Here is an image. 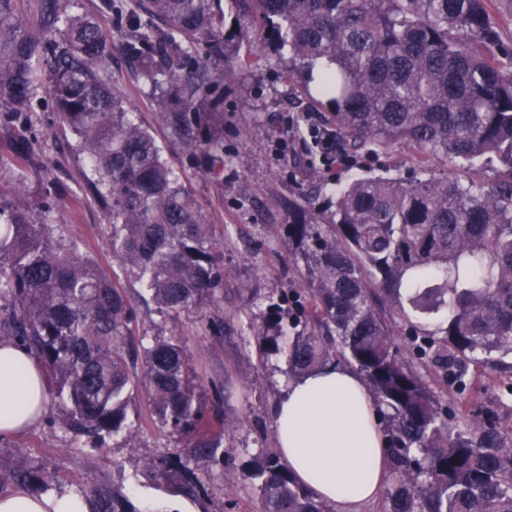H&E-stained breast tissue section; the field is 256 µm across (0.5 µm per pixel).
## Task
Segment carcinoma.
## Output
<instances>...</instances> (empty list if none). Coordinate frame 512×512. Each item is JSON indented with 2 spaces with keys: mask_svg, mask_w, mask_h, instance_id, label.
Listing matches in <instances>:
<instances>
[{
  "mask_svg": "<svg viewBox=\"0 0 512 512\" xmlns=\"http://www.w3.org/2000/svg\"><path fill=\"white\" fill-rule=\"evenodd\" d=\"M138 74L177 99L132 119L110 85L107 33L71 0H0V107L19 119L20 170L34 163L29 102L54 101L83 156V200L108 226L122 275L109 276L54 224L53 182L39 199L20 179L0 204V345L19 343L55 384L61 426L94 441L135 435L128 410L146 388L150 419L201 436L192 458L224 454L210 435L198 385L175 338L142 337L125 282L160 313L216 301L224 272L213 226L161 155L153 127L224 176V141L205 111L234 77L240 44L288 54L309 71L334 136L355 151L408 144L454 162L456 176L358 175L337 192L336 218L283 226L304 267L313 322L269 312L261 350L286 357L293 377L341 359L386 409L393 484L386 512H512V434L493 424L453 426L434 389L393 349L390 319L405 325L406 351L467 386L472 366L512 379V53L499 47L489 0H140L127 11L101 0ZM497 160L494 176L484 166ZM189 490L196 468L160 459ZM263 512H327L271 451L244 471ZM64 477L0 462V494L34 493ZM92 512H140L122 490L84 493Z\"/></svg>",
  "mask_w": 512,
  "mask_h": 512,
  "instance_id": "1",
  "label": "carcinoma"
}]
</instances>
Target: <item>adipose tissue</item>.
Returning <instances> with one entry per match:
<instances>
[{"mask_svg":"<svg viewBox=\"0 0 512 512\" xmlns=\"http://www.w3.org/2000/svg\"><path fill=\"white\" fill-rule=\"evenodd\" d=\"M49 388L42 368L19 345L0 347V434L35 427ZM274 441L282 464L313 497L360 512L390 475L388 439L379 404L362 375L333 362L291 380L272 407ZM79 492L40 496L16 487L0 495V512H89Z\"/></svg>","mask_w":512,"mask_h":512,"instance_id":"1","label":"adipose tissue"}]
</instances>
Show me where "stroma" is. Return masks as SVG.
<instances>
[{
    "label": "stroma",
    "instance_id": "obj_1",
    "mask_svg": "<svg viewBox=\"0 0 512 512\" xmlns=\"http://www.w3.org/2000/svg\"><path fill=\"white\" fill-rule=\"evenodd\" d=\"M111 84L125 107L144 123H151L158 107L148 86L125 54L120 35L110 40ZM291 63L270 52L242 44L234 62L235 79L220 95L215 127L224 131V178L199 176L195 163L166 138L158 143L164 157L188 175L192 188L223 244L224 291L216 303L168 316L137 305L143 336H165L183 345L191 377L199 386L212 432L221 436L224 458L200 464L202 487L184 495L176 478L149 476L147 460L165 456L189 457L196 437L147 420V396L138 391L132 412L142 414L134 441L108 438L96 445L76 439L49 411L34 429L0 437V460L32 463L65 474L73 487H122L138 512H261L256 488L243 480L246 464L272 451L271 408L290 376L284 356L258 355V338L265 330L270 306L291 308L302 290L301 269L288 250L283 224L290 216L313 209L330 216L335 180H347L369 171L393 177L449 175L444 158H425L409 145H397L380 154L359 153L352 164L340 165L322 157L311 142L288 135L298 116L311 113L323 119L313 84L306 78L285 76ZM33 135L44 158L55 170L32 167L25 188L38 198L50 179L60 178L54 221L64 235L79 240L84 251L107 274L117 273L100 209L81 201L83 162L69 152L71 132L62 127L48 96H40ZM471 389H440L442 404L491 418L512 430V386L494 369L472 373Z\"/></svg>",
    "mask_w": 512,
    "mask_h": 512
}]
</instances>
